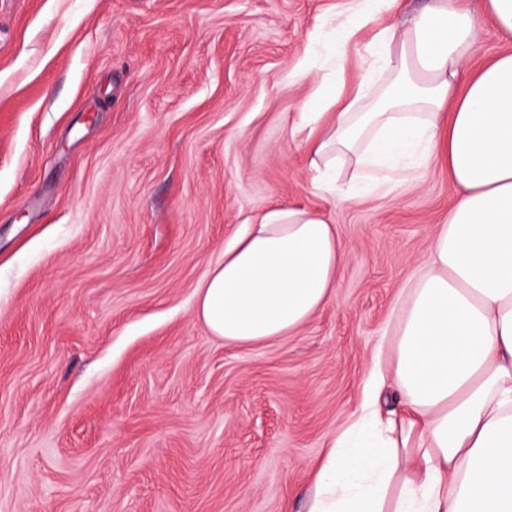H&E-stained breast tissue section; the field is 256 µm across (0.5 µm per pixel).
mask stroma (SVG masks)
<instances>
[{
  "instance_id": "1",
  "label": "stroma",
  "mask_w": 512,
  "mask_h": 512,
  "mask_svg": "<svg viewBox=\"0 0 512 512\" xmlns=\"http://www.w3.org/2000/svg\"><path fill=\"white\" fill-rule=\"evenodd\" d=\"M400 0L296 69L347 0H0V512H300L460 189L439 158L347 200L301 112L351 96ZM322 214L347 259L290 335L213 336L245 222ZM339 97L336 92V84L333 86L324 78L321 79L320 86L307 106V112H301L310 123H316L327 109L337 105ZM312 111V112H311Z\"/></svg>"
}]
</instances>
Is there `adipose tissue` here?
<instances>
[{
    "label": "adipose tissue",
    "mask_w": 512,
    "mask_h": 512,
    "mask_svg": "<svg viewBox=\"0 0 512 512\" xmlns=\"http://www.w3.org/2000/svg\"><path fill=\"white\" fill-rule=\"evenodd\" d=\"M487 18L512 37V0H431L402 29L381 30L347 104L321 82L305 118L334 109L311 164L349 196L408 177L436 147L462 192L433 235L390 351L368 370L355 415L370 441L339 435L312 477L306 512H512V53L468 77ZM345 253L336 227L298 208L268 211L225 248L199 286L212 335L251 344L288 335L336 293ZM393 385L400 408L377 401Z\"/></svg>",
    "instance_id": "ef3b65f1"
}]
</instances>
